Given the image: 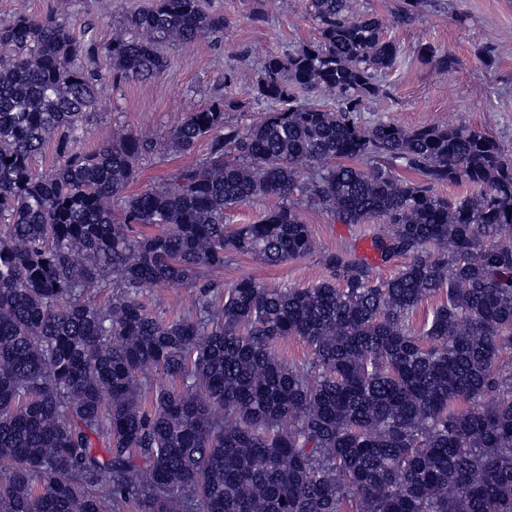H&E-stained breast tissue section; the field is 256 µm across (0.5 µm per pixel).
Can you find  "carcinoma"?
<instances>
[{
	"label": "carcinoma",
	"mask_w": 512,
	"mask_h": 512,
	"mask_svg": "<svg viewBox=\"0 0 512 512\" xmlns=\"http://www.w3.org/2000/svg\"><path fill=\"white\" fill-rule=\"evenodd\" d=\"M424 3L396 0L385 21L307 0L314 37L265 59L255 87L274 109L246 127L222 96L184 113L169 151L207 152L138 193L153 141L75 149L100 81L82 60L150 80L166 46L229 21L153 0L105 45L52 15L0 25V512H512V158L481 128L360 117L400 59L387 27ZM420 58L455 65L431 46ZM51 140L58 163L36 177ZM257 199L272 201L257 221L224 224ZM303 203L380 221L374 249L407 262L378 280L330 253L338 283L309 288L201 281L234 255L314 252ZM169 282L199 292L166 320L141 297ZM288 337L304 360L279 358Z\"/></svg>",
	"instance_id": "obj_1"
}]
</instances>
